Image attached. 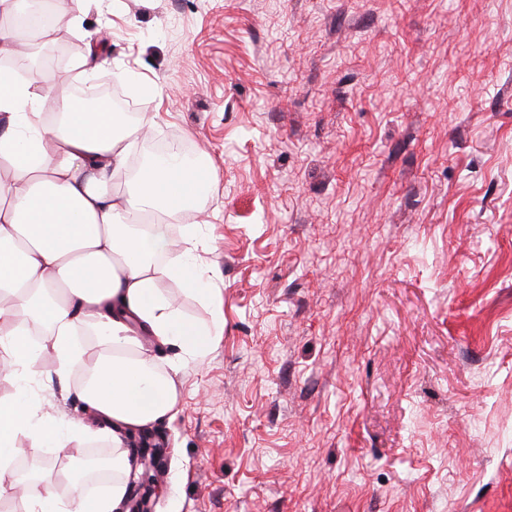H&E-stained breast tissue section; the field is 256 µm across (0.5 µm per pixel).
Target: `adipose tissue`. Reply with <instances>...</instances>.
<instances>
[{
  "label": "adipose tissue",
  "mask_w": 512,
  "mask_h": 512,
  "mask_svg": "<svg viewBox=\"0 0 512 512\" xmlns=\"http://www.w3.org/2000/svg\"><path fill=\"white\" fill-rule=\"evenodd\" d=\"M67 82L61 74L0 80V363L17 381L16 395L0 401V500H21L25 512H118L121 483L95 498L76 483L63 500L48 479L51 464L33 481L19 479L21 439L61 453L105 435L113 471H130L127 438L178 401L179 367L160 363L156 348L173 344L183 359L200 360L223 335L224 315L213 309L198 324L168 292L187 283L213 300L212 238L198 224L177 234L169 224L202 200L193 169L172 159L129 173L128 157L156 115L124 123L110 106L91 110L64 93ZM49 99L59 112L52 123L42 110ZM88 336L100 339L92 360ZM45 351L93 424L45 412L30 385Z\"/></svg>",
  "instance_id": "ef3b65f1"
}]
</instances>
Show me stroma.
<instances>
[{
	"label": "stroma",
	"mask_w": 512,
	"mask_h": 512,
	"mask_svg": "<svg viewBox=\"0 0 512 512\" xmlns=\"http://www.w3.org/2000/svg\"><path fill=\"white\" fill-rule=\"evenodd\" d=\"M54 5L69 88L109 23L139 150L211 171L224 334L150 428L152 512H512V0Z\"/></svg>",
	"instance_id": "stroma-1"
}]
</instances>
